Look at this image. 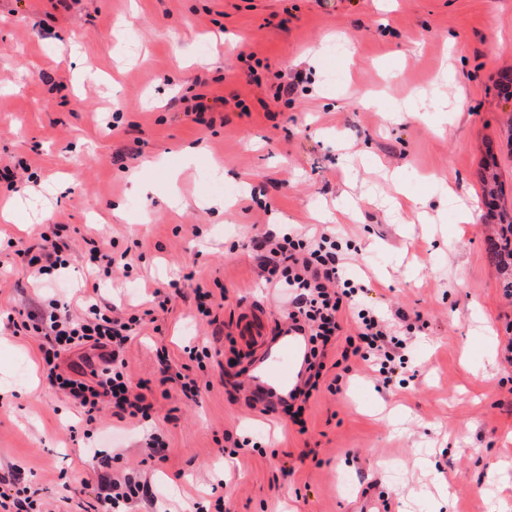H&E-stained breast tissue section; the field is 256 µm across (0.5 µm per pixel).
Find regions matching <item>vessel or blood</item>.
Returning a JSON list of instances; mask_svg holds the SVG:
<instances>
[{"mask_svg":"<svg viewBox=\"0 0 512 512\" xmlns=\"http://www.w3.org/2000/svg\"><path fill=\"white\" fill-rule=\"evenodd\" d=\"M260 312L246 316L239 329L241 339L255 345L257 353L248 384L265 398L284 396L298 377L296 367L301 356L300 337L296 334L279 333L267 338Z\"/></svg>","mask_w":512,"mask_h":512,"instance_id":"obj_1","label":"vessel or blood"}]
</instances>
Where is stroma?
<instances>
[{
	"mask_svg": "<svg viewBox=\"0 0 512 512\" xmlns=\"http://www.w3.org/2000/svg\"><path fill=\"white\" fill-rule=\"evenodd\" d=\"M510 77L512 0H0V207L27 202L0 222V476L93 512L98 448L144 486L128 512H512V263L488 257L512 217ZM200 94L226 100L205 123L186 113ZM57 224L70 266L34 279L16 251ZM291 228L331 229L369 299L406 313L416 371L386 386L342 360L345 313L302 429L251 399L237 335L250 308L285 326L288 291L248 242ZM93 248L130 253L98 297L144 316L123 357L157 397L146 420L86 423L44 336L13 331L51 298L84 312Z\"/></svg>",
	"mask_w": 512,
	"mask_h": 512,
	"instance_id": "35a3bbf8",
	"label": "stroma"
}]
</instances>
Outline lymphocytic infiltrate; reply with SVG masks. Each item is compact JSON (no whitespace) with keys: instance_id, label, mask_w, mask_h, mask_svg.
Here are the masks:
<instances>
[{"instance_id":"lymphocytic-infiltrate-1","label":"lymphocytic infiltrate","mask_w":512,"mask_h":512,"mask_svg":"<svg viewBox=\"0 0 512 512\" xmlns=\"http://www.w3.org/2000/svg\"><path fill=\"white\" fill-rule=\"evenodd\" d=\"M251 245L259 254L266 282L287 288L292 296L293 308L288 313L292 328L306 334L303 361L307 377L303 388L289 392L290 400L311 397L317 390L321 369L317 358L341 336L340 314L346 307L353 309L357 318V333L344 338L343 358H359L381 374L387 384L399 369L405 368V340L398 337L393 324L376 305L365 302L366 286L347 277L330 233L309 239L293 232L279 237L267 234L252 238ZM88 311V316L82 318L52 299L35 313L38 329L53 337L60 348L88 344L111 350L109 366L97 372L92 385L59 374L56 353H45L44 362L52 380L79 404L87 422H94L97 413L107 406L120 416L148 418L154 408L150 393L132 391L123 372L122 353L136 335L140 318L124 317L94 300Z\"/></svg>"}]
</instances>
